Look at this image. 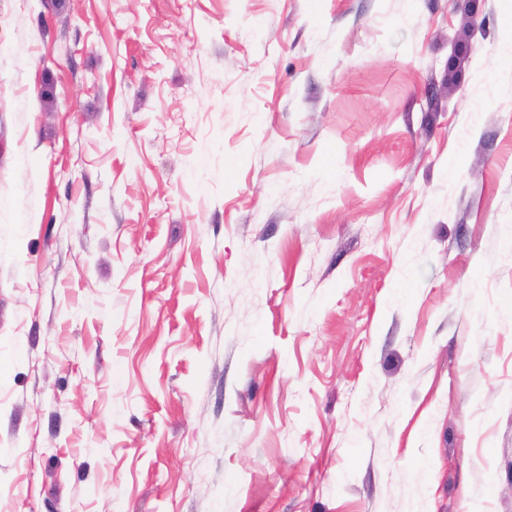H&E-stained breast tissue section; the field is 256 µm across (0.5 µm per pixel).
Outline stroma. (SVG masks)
<instances>
[{"instance_id": "obj_1", "label": "stroma", "mask_w": 512, "mask_h": 512, "mask_svg": "<svg viewBox=\"0 0 512 512\" xmlns=\"http://www.w3.org/2000/svg\"><path fill=\"white\" fill-rule=\"evenodd\" d=\"M512 512V0H0V512Z\"/></svg>"}]
</instances>
